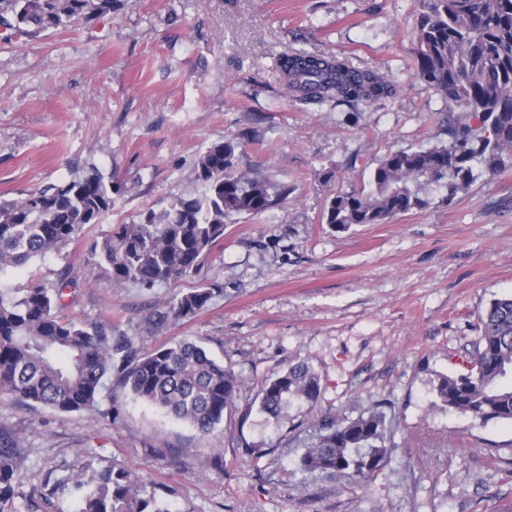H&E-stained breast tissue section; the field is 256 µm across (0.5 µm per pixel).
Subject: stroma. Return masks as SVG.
I'll return each instance as SVG.
<instances>
[{
	"instance_id": "35a3bbf8",
	"label": "stroma",
	"mask_w": 512,
	"mask_h": 512,
	"mask_svg": "<svg viewBox=\"0 0 512 512\" xmlns=\"http://www.w3.org/2000/svg\"><path fill=\"white\" fill-rule=\"evenodd\" d=\"M418 0H122L112 14L30 40L0 30V201L90 170L118 184L111 210L15 280L72 277L62 317L110 323L142 352L202 339L245 381L213 436L106 379L92 411L61 412L0 395V430L24 464L10 512L48 503L74 512L68 478L86 466L136 475L169 512H512V423L448 409L443 377L468 369L490 303L512 296V167L384 224H323L337 193L367 183L390 152L447 141L458 103L415 81ZM338 56L385 75L394 96L303 108L282 89L277 58ZM256 131L241 169L295 184L260 216H231L200 278L222 287L191 319L151 290L116 285L92 243L196 187L201 154ZM199 278V279H200ZM320 378L315 407L279 420L257 392L296 362ZM389 398L386 467L367 485L304 472L298 458L326 413L350 418ZM219 448L203 469L193 448Z\"/></svg>"
}]
</instances>
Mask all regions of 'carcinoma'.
I'll return each mask as SVG.
<instances>
[{"instance_id":"1","label":"carcinoma","mask_w":512,"mask_h":512,"mask_svg":"<svg viewBox=\"0 0 512 512\" xmlns=\"http://www.w3.org/2000/svg\"><path fill=\"white\" fill-rule=\"evenodd\" d=\"M119 0H0V27L35 37L112 13ZM416 81L454 100L464 112L448 127V143L386 155L368 186L334 195L323 222L334 231L384 224L421 209L424 189L445 201L476 178L512 165V0H419ZM282 86L303 105L357 104L391 96L382 75L337 57L296 52L277 60ZM239 144L210 146L199 158L200 193L187 190L139 222L120 224L93 243L90 260L118 285L154 288L199 277L224 237L225 219L259 216L288 200L294 186L243 171ZM112 181L95 170L0 205V394L74 412L96 407L104 378L117 373L131 394L210 436L223 422L243 381L200 340H180L142 354L112 327L63 319V289L10 288L15 274L72 240L112 208ZM224 289L204 280L169 301L176 319H192ZM468 372L442 380L438 394L455 411L481 421L512 422V297L494 300L481 318ZM320 378L305 362L261 385L260 411L279 418L293 401L315 405ZM391 402L382 399L356 418L327 413L315 426L300 466L329 479L365 483L388 463L384 441ZM23 441L0 432V512L13 502L24 462ZM76 512H170L155 492L127 472L105 471L87 491L83 469L72 471Z\"/></svg>"}]
</instances>
